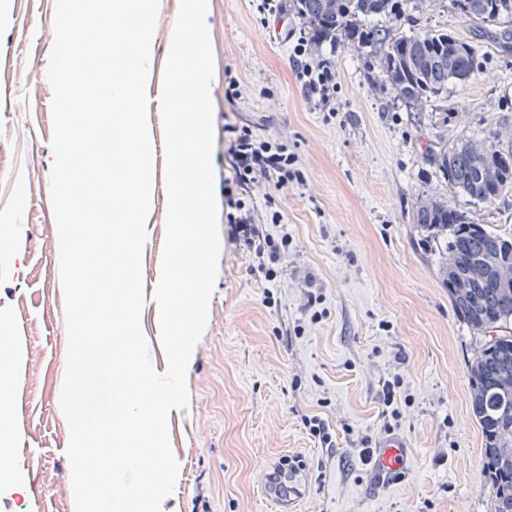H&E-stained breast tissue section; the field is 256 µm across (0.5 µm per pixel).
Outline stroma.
Listing matches in <instances>:
<instances>
[{
    "label": "stroma",
    "mask_w": 512,
    "mask_h": 512,
    "mask_svg": "<svg viewBox=\"0 0 512 512\" xmlns=\"http://www.w3.org/2000/svg\"><path fill=\"white\" fill-rule=\"evenodd\" d=\"M215 66L211 81L214 194L221 251L205 332L187 368L188 404L167 418L179 462L162 512H270L264 474L277 458L301 460L304 512H489L480 428L470 407V332L438 274L437 255L418 245V197L466 211L512 233V193L495 207L472 204L431 160L439 142L478 139L512 126V53L484 47L483 70L449 87L425 112L407 111L373 85L372 48L324 45L336 71V109L306 96L291 58L295 14H260L252 0H208ZM180 0H160L155 63L147 89L162 88L166 31ZM423 29L470 39L444 0H404ZM55 0H0V336L18 351L10 402L20 434L0 512H75L60 409L68 334L50 173L52 88L47 79ZM252 90L224 96L227 75ZM237 120L284 144L303 180L267 186L288 247L268 282L257 257L229 235L223 195L229 163L224 125ZM154 191L141 256L142 330L156 372L167 369L153 298L165 242L164 131L148 107ZM320 295L307 308L308 293ZM396 382L395 415L382 414V383ZM319 416L335 447H321L302 422ZM389 435L408 444L400 480L363 464L356 440Z\"/></svg>",
    "instance_id": "stroma-1"
}]
</instances>
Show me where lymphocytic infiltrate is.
<instances>
[{"mask_svg":"<svg viewBox=\"0 0 512 512\" xmlns=\"http://www.w3.org/2000/svg\"><path fill=\"white\" fill-rule=\"evenodd\" d=\"M298 57L297 77L309 97L317 99L324 107H333L336 73L330 62L316 58L311 40L299 37L293 47ZM224 154L232 169L230 179L224 182V193L230 207L228 222L233 240L260 258H266L268 280H276L281 244L287 236H274L267 225L261 224L258 209L253 202L255 188L274 184L275 188L300 180L295 171L296 158L280 143L258 139L246 125L228 123L224 126Z\"/></svg>","mask_w":512,"mask_h":512,"instance_id":"f902f5d3","label":"lymphocytic infiltrate"}]
</instances>
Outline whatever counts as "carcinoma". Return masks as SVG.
<instances>
[{
  "instance_id": "carcinoma-1",
  "label": "carcinoma",
  "mask_w": 512,
  "mask_h": 512,
  "mask_svg": "<svg viewBox=\"0 0 512 512\" xmlns=\"http://www.w3.org/2000/svg\"><path fill=\"white\" fill-rule=\"evenodd\" d=\"M449 6L472 36L512 49V0H450ZM288 8L315 45L373 48L377 80L409 112L426 110L459 76L481 72L476 45L450 29H404L396 0H289ZM434 164L470 202L492 207L512 192V129L500 124L480 139L453 143L434 154ZM412 218L422 248L439 255L453 310L471 333L467 374L490 512H512V288L504 291L512 280V235L433 198L419 199Z\"/></svg>"
}]
</instances>
